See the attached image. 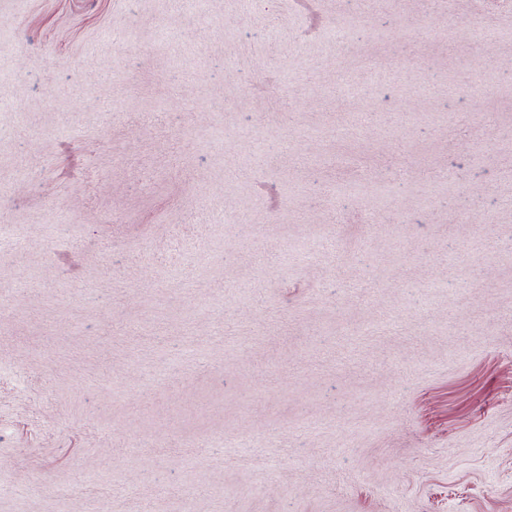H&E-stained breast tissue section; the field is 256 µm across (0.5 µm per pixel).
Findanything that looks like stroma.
<instances>
[{"instance_id":"35a3bbf8","label":"stroma","mask_w":512,"mask_h":512,"mask_svg":"<svg viewBox=\"0 0 512 512\" xmlns=\"http://www.w3.org/2000/svg\"><path fill=\"white\" fill-rule=\"evenodd\" d=\"M507 154L512 0H0V512H512Z\"/></svg>"}]
</instances>
